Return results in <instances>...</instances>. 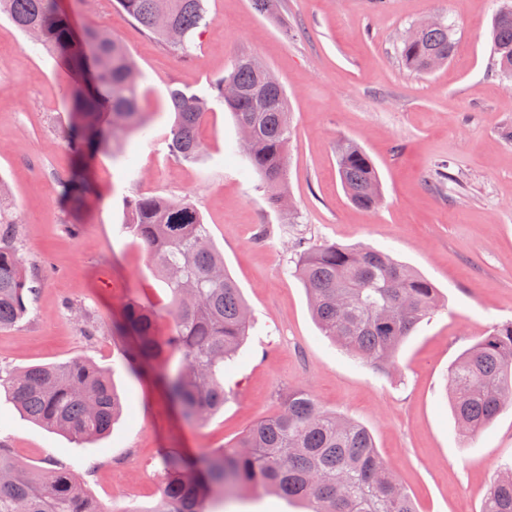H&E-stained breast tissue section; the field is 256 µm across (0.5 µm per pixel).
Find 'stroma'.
<instances>
[{
	"instance_id": "35a3bbf8",
	"label": "stroma",
	"mask_w": 512,
	"mask_h": 512,
	"mask_svg": "<svg viewBox=\"0 0 512 512\" xmlns=\"http://www.w3.org/2000/svg\"><path fill=\"white\" fill-rule=\"evenodd\" d=\"M278 15L253 0H208L206 26L181 57L140 28L115 0H59L76 27L112 31L140 72L146 135L102 150L89 174L98 186L82 206L78 235L65 229L72 206L59 195L73 158L71 78L54 56L0 17V183L15 205V235L39 294L27 318L0 329V367L80 357L112 371L131 412L94 442L28 421L0 393V442L29 467L83 461L86 490L104 512H148L161 490L159 457L190 456L234 443L280 407L281 394L309 391L325 409L372 433L418 512H481L500 463L512 459V408L473 439L454 419L447 375L459 354L512 322V80L498 75L491 47L497 0H279ZM453 24L456 49L428 73L406 69L398 48L417 22ZM250 54L288 96L291 209L276 206L239 149L238 130L211 85ZM209 96L199 162L168 154L173 123L167 89ZM356 141L374 162L383 204L347 199L336 143ZM449 179L434 185L441 162ZM190 198L247 303L252 326L228 370L235 395L204 423H186L154 374L118 366L112 324L136 297L169 331L171 293L139 240L120 229L126 200ZM367 245L431 280L440 303L382 374L323 336L295 274L301 243ZM209 512H309L307 503L240 489L216 495Z\"/></svg>"
}]
</instances>
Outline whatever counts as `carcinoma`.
Here are the masks:
<instances>
[{"label":"carcinoma","instance_id":"cac0c4a2","mask_svg":"<svg viewBox=\"0 0 512 512\" xmlns=\"http://www.w3.org/2000/svg\"><path fill=\"white\" fill-rule=\"evenodd\" d=\"M117 3L138 26L185 58L207 18V0ZM0 13L77 75L66 130L76 165L88 164L126 132L143 129L140 73L112 32L84 28L83 36L97 34L101 39L97 55L88 58L79 47L71 14L57 0H0ZM491 38L499 73L511 80L512 8L496 11ZM454 50L453 30L442 21L403 39L399 56L407 69L426 73L436 62L447 63ZM256 62L254 56L236 57L231 72L211 90L222 100L226 83L240 87V98L226 107L236 126L249 127L242 147L271 189L272 202L280 204L288 196L291 112L285 90L269 97L255 93ZM168 102L175 114L169 153L194 161L203 151L197 131L208 99L171 87ZM336 157L348 200L364 210L376 209L382 194L371 158L349 140L337 144ZM59 186L61 195L72 200L95 191L83 172L61 179ZM126 213L123 230L145 247L173 303L169 333L161 336L156 309L129 299L112 327L125 343L121 364L140 375L166 355L179 358L174 368L160 365L157 377L188 420L204 422L234 395L224 385V372L247 335L249 308L191 200L142 195L126 201ZM15 224V207L0 197V329L24 320L38 294L19 255ZM295 272L323 335L379 372L395 367L405 339L438 303L432 282L390 254L365 246L313 244L300 254ZM0 388L28 418L78 441L109 433L122 410L108 375L84 359L0 368ZM448 391L458 427L468 437L481 434L505 407H512V322L494 328L451 365ZM159 466L163 491L152 512H205L214 491L242 487L309 500L315 504L313 512H416L366 427L323 409L305 389L289 390L279 411L225 449L199 457L166 453ZM0 512L103 510L75 469L57 466L35 473L0 444ZM481 512H512V464L501 465Z\"/></svg>","mask_w":512,"mask_h":512}]
</instances>
